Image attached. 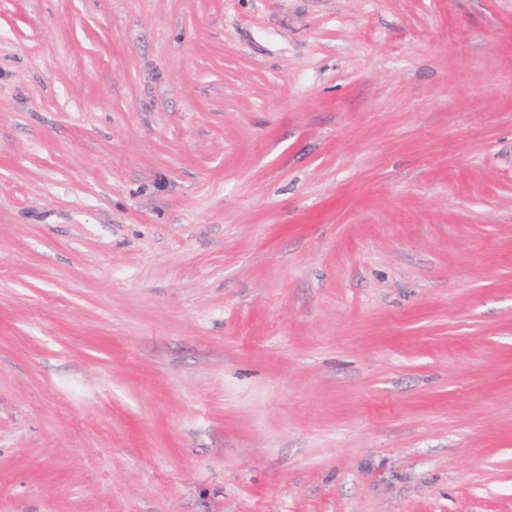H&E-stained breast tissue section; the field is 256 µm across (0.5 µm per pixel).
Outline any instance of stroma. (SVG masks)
I'll use <instances>...</instances> for the list:
<instances>
[{"mask_svg": "<svg viewBox=\"0 0 512 512\" xmlns=\"http://www.w3.org/2000/svg\"><path fill=\"white\" fill-rule=\"evenodd\" d=\"M0 512H512V0H0Z\"/></svg>", "mask_w": 512, "mask_h": 512, "instance_id": "1", "label": "stroma"}]
</instances>
